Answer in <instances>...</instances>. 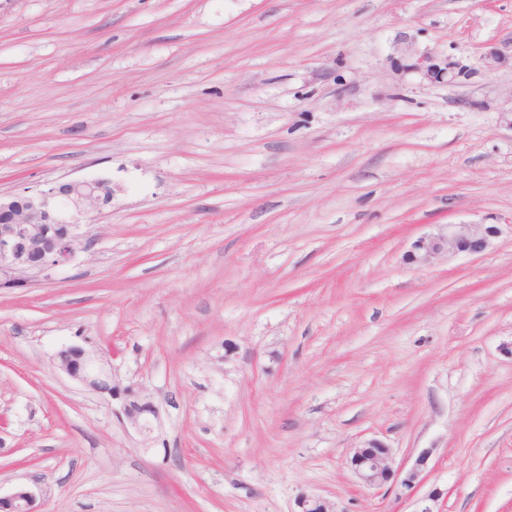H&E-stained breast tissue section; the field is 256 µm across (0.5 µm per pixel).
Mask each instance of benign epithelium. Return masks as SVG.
<instances>
[{
	"instance_id": "7a95c632",
	"label": "benign epithelium",
	"mask_w": 512,
	"mask_h": 512,
	"mask_svg": "<svg viewBox=\"0 0 512 512\" xmlns=\"http://www.w3.org/2000/svg\"><path fill=\"white\" fill-rule=\"evenodd\" d=\"M112 201V186L102 180L72 181L61 188L33 194L0 196V288H18L27 275L43 273L70 261L77 246L89 241L78 217L90 207ZM503 233L500 224H442L438 232L418 240L413 259L425 262L443 251L473 255L485 251ZM54 365L86 387L112 392L108 362L94 349L69 346L56 352ZM430 454L421 453L405 469L393 467V453L383 441L370 438L355 449L349 466L358 483L368 488L400 484L408 491L420 485ZM36 496L26 487L0 496V512H36ZM295 512H336L334 504L317 495L302 493Z\"/></svg>"
}]
</instances>
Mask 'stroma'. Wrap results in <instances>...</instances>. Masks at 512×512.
Segmentation results:
<instances>
[{
    "label": "stroma",
    "instance_id": "obj_1",
    "mask_svg": "<svg viewBox=\"0 0 512 512\" xmlns=\"http://www.w3.org/2000/svg\"><path fill=\"white\" fill-rule=\"evenodd\" d=\"M510 112L512 0H0V193L113 188L0 288V495L512 512V234L410 258L512 220ZM74 345L120 393L55 369ZM372 437L430 452L415 492L356 482ZM503 225L511 224H442L438 232L418 240L413 259L425 262L432 255L443 251L451 254L473 255L485 251L503 233ZM297 510L294 512H338L334 504L317 495L301 493L295 500Z\"/></svg>",
    "mask_w": 512,
    "mask_h": 512
}]
</instances>
